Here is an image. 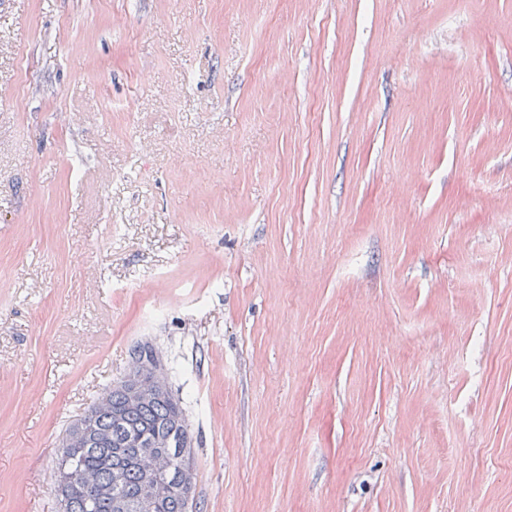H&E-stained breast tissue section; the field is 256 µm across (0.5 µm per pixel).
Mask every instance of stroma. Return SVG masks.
I'll return each instance as SVG.
<instances>
[{
    "mask_svg": "<svg viewBox=\"0 0 512 512\" xmlns=\"http://www.w3.org/2000/svg\"><path fill=\"white\" fill-rule=\"evenodd\" d=\"M143 343L193 512H512V0H0V512Z\"/></svg>",
    "mask_w": 512,
    "mask_h": 512,
    "instance_id": "35a3bbf8",
    "label": "stroma"
}]
</instances>
